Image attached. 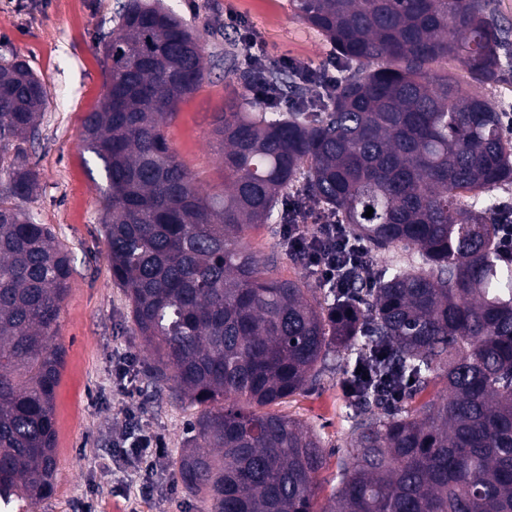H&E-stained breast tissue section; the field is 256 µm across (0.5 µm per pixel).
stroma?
I'll list each match as a JSON object with an SVG mask.
<instances>
[{"label":"stroma","mask_w":512,"mask_h":512,"mask_svg":"<svg viewBox=\"0 0 512 512\" xmlns=\"http://www.w3.org/2000/svg\"><path fill=\"white\" fill-rule=\"evenodd\" d=\"M120 0H0V56L19 54L39 75L49 104L40 119V139L31 150L42 181L29 201L42 223L52 225L73 265L62 304L58 342L65 350L56 391L57 477L51 496L36 508L20 500L0 512H199L184 496L172 466L185 444L186 424L199 410L154 393L149 385L150 349L133 331L127 298L112 281L100 233L105 214V179L100 161L81 147L83 121L104 92L107 65L98 48L112 28ZM201 37L205 57H240V40L252 35L277 69L283 60L324 70L335 60L326 38L298 16L291 0H163ZM244 67L232 75L214 71L177 107L167 128L170 144L202 191L224 184V167L210 135L215 113L245 93ZM251 248L275 262L284 279L311 281L305 266L287 257L277 224H258L247 233ZM133 366L121 396L113 378L117 363ZM343 372H326L306 391L288 397L277 412L320 434L333 452L317 477L316 499L326 504L336 462L346 449L341 414L349 400ZM135 414L161 438L164 453L153 472V493L143 498L130 476L131 463L117 452L126 413Z\"/></svg>","instance_id":"obj_1"}]
</instances>
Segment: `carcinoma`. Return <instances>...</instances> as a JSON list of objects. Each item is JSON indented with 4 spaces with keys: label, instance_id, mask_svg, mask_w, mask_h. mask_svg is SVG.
Returning a JSON list of instances; mask_svg holds the SVG:
<instances>
[{
    "label": "carcinoma",
    "instance_id": "carcinoma-1",
    "mask_svg": "<svg viewBox=\"0 0 512 512\" xmlns=\"http://www.w3.org/2000/svg\"><path fill=\"white\" fill-rule=\"evenodd\" d=\"M347 75L307 98L286 72L264 103L216 113L224 188L202 192L171 148L178 103L211 70L173 11L126 0L99 45L106 90L83 148L102 164L112 281L154 354L150 384L200 408L175 471L201 512H512V258L498 205L512 183L502 110L468 93L503 75L512 24L491 0H295ZM47 91L28 63L0 61V494L36 506L57 474L56 342L69 251L19 206L41 187L27 146ZM371 217H366L368 209ZM334 218L358 242L412 252L323 305L250 247L256 224ZM341 354L349 448L325 506L324 444L273 412ZM418 407L405 401L436 380Z\"/></svg>",
    "mask_w": 512,
    "mask_h": 512
}]
</instances>
